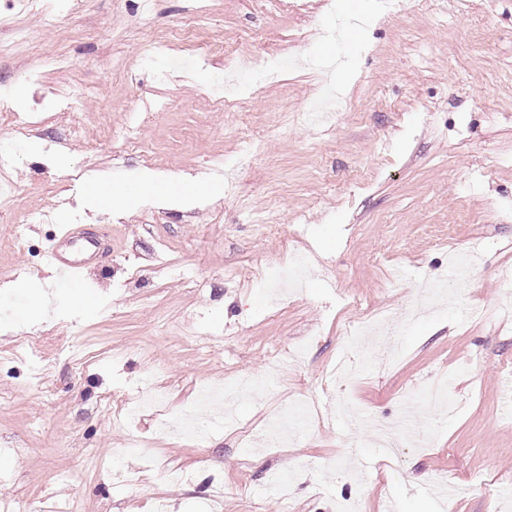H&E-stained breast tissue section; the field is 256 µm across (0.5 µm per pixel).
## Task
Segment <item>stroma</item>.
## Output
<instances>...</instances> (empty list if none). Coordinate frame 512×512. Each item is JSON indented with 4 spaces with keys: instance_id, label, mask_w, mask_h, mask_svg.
<instances>
[{
    "instance_id": "obj_1",
    "label": "stroma",
    "mask_w": 512,
    "mask_h": 512,
    "mask_svg": "<svg viewBox=\"0 0 512 512\" xmlns=\"http://www.w3.org/2000/svg\"><path fill=\"white\" fill-rule=\"evenodd\" d=\"M24 11L0 0V89L35 126L21 139L0 127L8 179L30 220L25 249L9 248L14 221L0 216V501L21 512H152L169 502L203 512L219 461L223 512H512V0L486 15L467 0H433L399 12L377 0H43ZM193 19L196 38L237 46L260 32L259 57L317 55L319 68L290 66L279 79L247 82L241 109H214L220 57L151 52L140 31L166 34ZM168 70L159 79L160 70ZM333 83L351 102L334 128L294 119ZM82 86L71 123L54 119ZM135 129L164 146L153 171L225 173L253 142L249 169L215 201L190 210L150 205L116 213L91 203L84 177L134 181L145 169L126 152ZM57 159L35 158V146ZM88 224L112 239L85 276L49 290L51 313L27 325L29 294L46 276L43 253L57 224ZM279 227L270 234L268 225ZM467 287L448 277L449 252L472 251ZM309 254L299 293L284 288L295 254ZM29 281L16 283L19 265ZM447 296L403 323L392 348L349 324L371 309L403 307L427 279ZM483 320L468 319L470 309ZM307 345L269 377L281 344ZM345 357L355 376L339 384L362 426L321 401L320 415L287 418ZM263 377V392L217 424L197 414L203 446L159 435L156 418L187 413L200 390L228 377ZM447 385L454 415L412 400ZM161 392L153 412L126 420L113 397L134 405L144 385ZM409 421L414 443L394 457L372 422ZM183 471L187 487L166 475ZM454 474L460 496L437 503L424 485Z\"/></svg>"
}]
</instances>
